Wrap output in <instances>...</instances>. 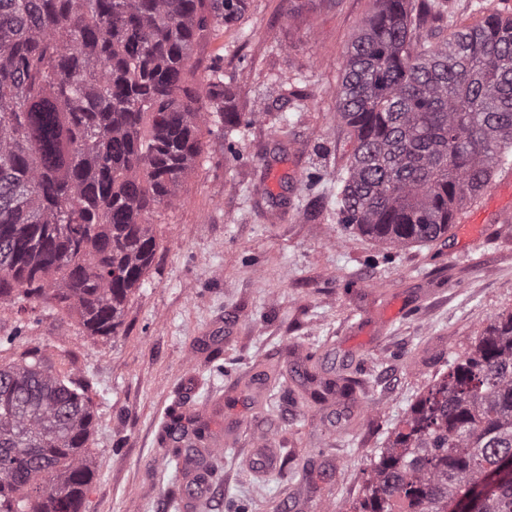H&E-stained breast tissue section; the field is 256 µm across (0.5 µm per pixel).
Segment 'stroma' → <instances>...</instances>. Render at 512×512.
Masks as SVG:
<instances>
[{"instance_id":"obj_1","label":"stroma","mask_w":512,"mask_h":512,"mask_svg":"<svg viewBox=\"0 0 512 512\" xmlns=\"http://www.w3.org/2000/svg\"><path fill=\"white\" fill-rule=\"evenodd\" d=\"M474 0H444L449 24L480 20ZM374 0H250L235 25L194 48L196 76L224 70L236 111L256 119L205 155L180 203L154 216L149 283L117 335L91 336L52 300L0 309V361L36 348L80 380L95 412L85 512H347L410 408L512 308V223L477 244L456 233L385 249L339 224L336 178L353 150L336 119L344 54ZM345 378L353 397H302L305 371ZM229 441L202 456L193 487L167 450L172 408ZM268 440L278 473L250 455Z\"/></svg>"}]
</instances>
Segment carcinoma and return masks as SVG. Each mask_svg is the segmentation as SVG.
Segmentation results:
<instances>
[{
  "mask_svg": "<svg viewBox=\"0 0 512 512\" xmlns=\"http://www.w3.org/2000/svg\"><path fill=\"white\" fill-rule=\"evenodd\" d=\"M343 62L336 118L353 151L336 197L345 228L390 247L448 235L461 206L512 165V18L495 12L418 41L441 0H375ZM249 0H0V306L51 298L114 336L180 202L213 120L231 151L255 116L200 36ZM94 409L36 349L0 364V512H81ZM512 461V311L410 408L354 512H453ZM512 512V479L472 504Z\"/></svg>",
  "mask_w": 512,
  "mask_h": 512,
  "instance_id": "obj_1",
  "label": "carcinoma"
}]
</instances>
